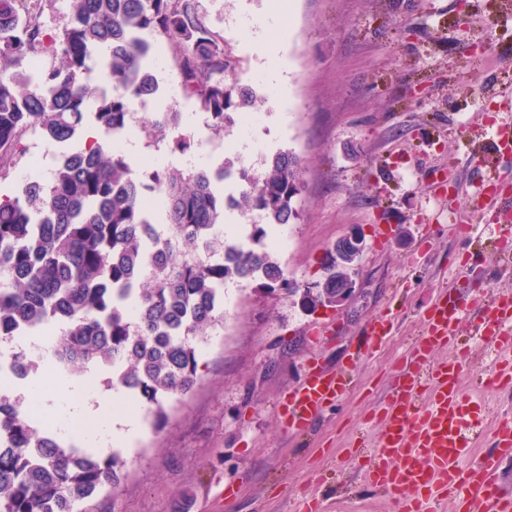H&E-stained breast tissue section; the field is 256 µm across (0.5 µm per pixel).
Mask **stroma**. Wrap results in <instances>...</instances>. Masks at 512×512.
<instances>
[{
	"instance_id": "1",
	"label": "stroma",
	"mask_w": 512,
	"mask_h": 512,
	"mask_svg": "<svg viewBox=\"0 0 512 512\" xmlns=\"http://www.w3.org/2000/svg\"><path fill=\"white\" fill-rule=\"evenodd\" d=\"M210 27L242 60L241 84L262 101L230 142L255 161L279 149L303 160L301 218L267 244L298 292L254 283L224 289V321L198 354L199 379L154 419L132 410L144 431L123 449L125 478L93 512H296L313 494L322 512H393L355 465L370 454L378 425L365 424L392 393V374L446 290L488 301L512 290V260L486 249L487 229L461 234L454 196L489 208L483 180L512 185V155L492 149L512 124V0H291L275 30L287 31L288 109L249 48L268 0H199ZM484 47L472 54V44ZM358 234L366 248L356 291L341 306L304 305L322 284L336 242ZM389 316L393 336L359 357L371 323ZM351 366L356 387L328 404L303 434L283 419L285 393L309 355ZM457 356L461 383L481 399L471 452L493 450L491 429L512 416V387L481 389L489 363Z\"/></svg>"
}]
</instances>
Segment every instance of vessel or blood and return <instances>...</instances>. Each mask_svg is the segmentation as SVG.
<instances>
[{
  "mask_svg": "<svg viewBox=\"0 0 512 512\" xmlns=\"http://www.w3.org/2000/svg\"><path fill=\"white\" fill-rule=\"evenodd\" d=\"M498 221L496 248L507 253L512 251V206L501 209ZM469 308L466 299L447 293L431 304L412 346V366L398 374L394 393L377 416L376 450L358 462L364 480L391 499L397 512H428L432 502L448 496L456 512H512V494L500 484V466L512 457V418L496 422L493 452L470 460L469 431L481 422L482 411L461 385L457 360H430L444 344L472 353L487 346L498 354L493 384H512V292L484 305L476 336L463 343L457 328ZM352 387L349 368L331 370L308 358L302 383L285 399L289 430L304 431L324 406Z\"/></svg>",
  "mask_w": 512,
  "mask_h": 512,
  "instance_id": "1",
  "label": "vessel or blood"
}]
</instances>
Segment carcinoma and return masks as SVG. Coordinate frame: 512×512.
<instances>
[{"label":"carcinoma","mask_w":512,"mask_h":512,"mask_svg":"<svg viewBox=\"0 0 512 512\" xmlns=\"http://www.w3.org/2000/svg\"><path fill=\"white\" fill-rule=\"evenodd\" d=\"M47 2L0 0V171L25 156L27 131L60 147L47 177L30 175L16 194H0V337L22 324L57 327L61 370L103 369L104 384L160 418L164 401L197 383V349L223 315L224 284L258 281L273 291L284 281L263 225L300 219L301 160L290 150L200 168L146 159L133 174L117 142L133 104L160 89L145 35L176 47L181 96L206 111L215 137L261 97L238 83L237 60L199 0H68V22L54 35L42 21ZM39 53L58 63L33 66ZM89 126L110 146L85 138ZM140 129L182 155L198 149L174 105ZM227 179L238 194L220 189ZM154 195L166 212L162 228L147 204ZM234 210L261 220L247 247L218 231ZM334 254L338 263L316 292L304 289V303L349 298L360 250L342 239ZM125 466L118 453L101 459L64 446L0 396V512H90L86 504L119 485Z\"/></svg>","instance_id":"obj_1"}]
</instances>
